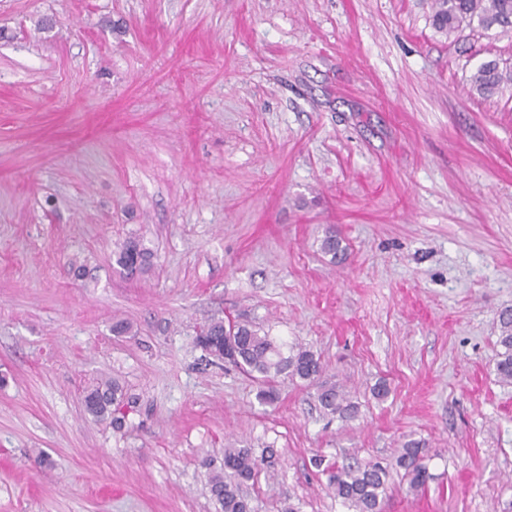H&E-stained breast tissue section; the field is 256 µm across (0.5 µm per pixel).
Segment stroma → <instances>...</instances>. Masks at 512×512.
Returning a JSON list of instances; mask_svg holds the SVG:
<instances>
[{"mask_svg":"<svg viewBox=\"0 0 512 512\" xmlns=\"http://www.w3.org/2000/svg\"><path fill=\"white\" fill-rule=\"evenodd\" d=\"M431 5L0 0V512H217L236 441L280 454L255 512H347L314 459L411 439L432 478L393 474L385 512L512 503V87H470L512 66V30L454 42ZM130 236L139 279L112 259ZM224 315L313 350L358 416L205 364ZM102 377L132 403L118 432L84 407ZM470 85L471 90L479 96L493 97L512 86V68L501 67L495 59L485 61L471 75ZM116 265L126 275L143 276L153 266V253L139 238H129L113 251ZM499 336L497 339L501 351L495 363L498 381L503 385H512V309H505L498 315Z\"/></svg>","mask_w":512,"mask_h":512,"instance_id":"35a3bbf8","label":"stroma"}]
</instances>
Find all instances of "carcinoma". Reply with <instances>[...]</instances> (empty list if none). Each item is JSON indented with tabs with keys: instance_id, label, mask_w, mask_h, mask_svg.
<instances>
[{
	"instance_id": "1",
	"label": "carcinoma",
	"mask_w": 512,
	"mask_h": 512,
	"mask_svg": "<svg viewBox=\"0 0 512 512\" xmlns=\"http://www.w3.org/2000/svg\"><path fill=\"white\" fill-rule=\"evenodd\" d=\"M432 26L448 37L470 32H488L512 27V0H433ZM471 90L479 96L493 97L512 86V68L500 66L496 59L479 65L470 77ZM324 254L336 258L344 251L336 232L328 230L321 242ZM116 265L125 274L143 276L153 266V253L138 238H129L113 252ZM501 351L495 363L498 381L512 385V309L498 315ZM197 345L214 359L225 360V347L230 343L236 352L230 364L260 388L258 400L272 404L277 396L273 383L285 374L316 389V400L326 417L350 421L357 417L359 405L339 382L321 380L324 365L319 356L302 345L283 350L267 333L249 323H235L232 335L225 333V320L211 318L196 337ZM86 411L96 420L122 428L125 418V393L116 379H102L88 388L84 398ZM427 451L417 440L406 441L392 464L377 461L325 467L328 486L349 512H383L392 470L403 472L408 491L418 492L431 478L426 464ZM278 451L273 447L256 454L252 448L224 449V471L211 475L210 492L218 512H253L250 501L242 494L241 485L254 479L260 469H275Z\"/></svg>"
}]
</instances>
